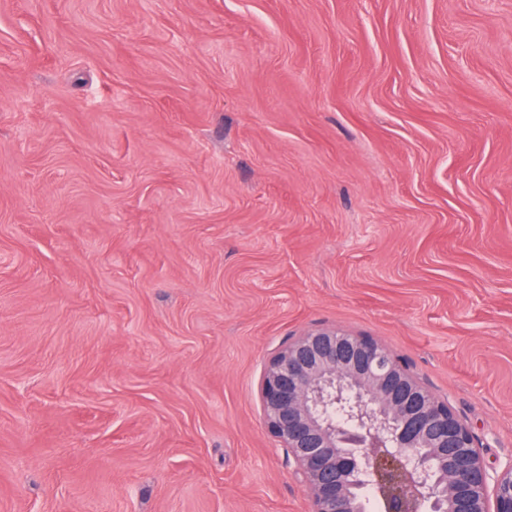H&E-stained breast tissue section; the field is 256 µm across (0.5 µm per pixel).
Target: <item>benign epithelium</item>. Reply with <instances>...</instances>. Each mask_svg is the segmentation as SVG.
<instances>
[{"label":"benign epithelium","instance_id":"obj_1","mask_svg":"<svg viewBox=\"0 0 512 512\" xmlns=\"http://www.w3.org/2000/svg\"><path fill=\"white\" fill-rule=\"evenodd\" d=\"M268 430L287 448L311 512H512V459L485 464L469 427L368 336L305 332L268 362Z\"/></svg>","mask_w":512,"mask_h":512}]
</instances>
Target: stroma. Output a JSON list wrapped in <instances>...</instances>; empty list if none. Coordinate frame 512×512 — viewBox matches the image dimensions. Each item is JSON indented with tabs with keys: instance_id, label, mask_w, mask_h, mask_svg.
Here are the masks:
<instances>
[{
	"instance_id": "obj_1",
	"label": "stroma",
	"mask_w": 512,
	"mask_h": 512,
	"mask_svg": "<svg viewBox=\"0 0 512 512\" xmlns=\"http://www.w3.org/2000/svg\"><path fill=\"white\" fill-rule=\"evenodd\" d=\"M314 328L512 458V0H0V512H310Z\"/></svg>"
}]
</instances>
